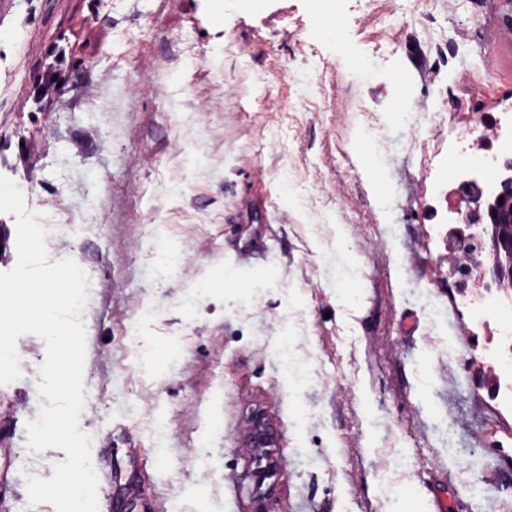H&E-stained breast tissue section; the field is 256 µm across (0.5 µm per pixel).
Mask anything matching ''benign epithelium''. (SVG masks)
Segmentation results:
<instances>
[{"label": "benign epithelium", "mask_w": 512, "mask_h": 512, "mask_svg": "<svg viewBox=\"0 0 512 512\" xmlns=\"http://www.w3.org/2000/svg\"><path fill=\"white\" fill-rule=\"evenodd\" d=\"M494 160L511 176L499 180L492 194L476 177L458 184L456 217L446 233L443 261L460 288L471 287L477 292L494 289L499 297L512 302V156H496ZM246 447L262 461L252 472L254 483L260 486L279 467L275 429L261 414L251 419Z\"/></svg>", "instance_id": "1"}]
</instances>
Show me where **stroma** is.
I'll return each mask as SVG.
<instances>
[{
	"label": "stroma",
	"instance_id": "1",
	"mask_svg": "<svg viewBox=\"0 0 512 512\" xmlns=\"http://www.w3.org/2000/svg\"><path fill=\"white\" fill-rule=\"evenodd\" d=\"M511 116L512 0H0V176L91 281L80 424L117 512H512L481 373L512 321L440 262L452 169L495 171ZM17 351L0 512H55L24 481L67 459L26 445L46 346ZM246 447L253 448L259 461L265 460V465H258L251 476L257 486L276 474L279 459L274 448H278L276 432L273 425L262 415L256 414L250 422Z\"/></svg>",
	"mask_w": 512,
	"mask_h": 512
}]
</instances>
